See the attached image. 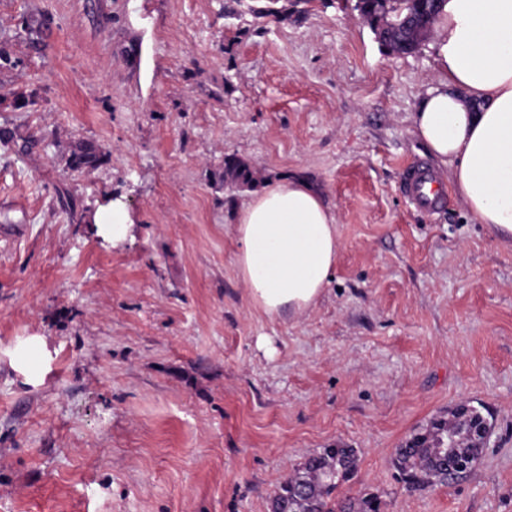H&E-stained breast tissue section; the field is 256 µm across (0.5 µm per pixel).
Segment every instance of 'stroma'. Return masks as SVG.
Masks as SVG:
<instances>
[{"label": "stroma", "mask_w": 512, "mask_h": 512, "mask_svg": "<svg viewBox=\"0 0 512 512\" xmlns=\"http://www.w3.org/2000/svg\"><path fill=\"white\" fill-rule=\"evenodd\" d=\"M224 4L0 0V512H269L292 466L336 446L359 451L337 499L512 512V244L456 194L427 214L402 191L413 164L448 174L412 127L428 48L389 54L349 0L265 22ZM79 141L101 166L64 170ZM228 157L307 180L335 213L314 307L252 306L249 191L213 177ZM35 336L44 353L17 367ZM464 401L492 416L478 463L408 491L395 448Z\"/></svg>", "instance_id": "1"}]
</instances>
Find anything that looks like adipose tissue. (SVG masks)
<instances>
[{"instance_id":"ef3b65f1","label":"adipose tissue","mask_w":512,"mask_h":512,"mask_svg":"<svg viewBox=\"0 0 512 512\" xmlns=\"http://www.w3.org/2000/svg\"><path fill=\"white\" fill-rule=\"evenodd\" d=\"M430 39L435 73L414 133L449 168L473 218L511 242L512 0H446ZM235 239L238 276L270 316L314 306L341 247L334 213L301 179L252 193Z\"/></svg>"}]
</instances>
